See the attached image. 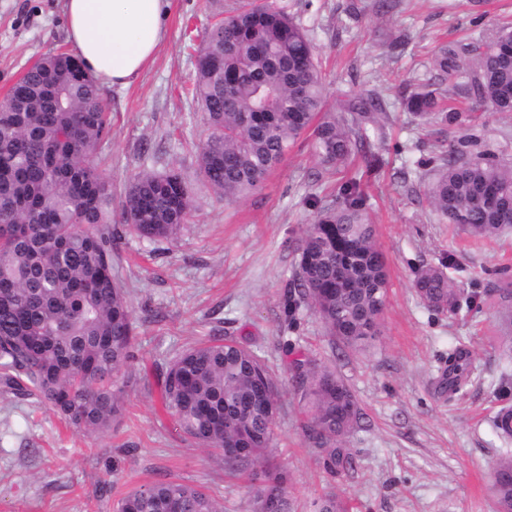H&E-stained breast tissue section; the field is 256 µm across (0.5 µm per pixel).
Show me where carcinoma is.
<instances>
[{"mask_svg": "<svg viewBox=\"0 0 512 512\" xmlns=\"http://www.w3.org/2000/svg\"><path fill=\"white\" fill-rule=\"evenodd\" d=\"M466 69L452 45L434 67L456 80L474 110L512 112V31L471 49ZM431 83L418 85L406 108L419 120L455 123L461 113L439 106ZM193 99L208 134L199 145L204 181L234 202L258 189L302 134L312 131L324 171L340 170L368 144L380 100L352 99L338 114L323 110L324 77L307 32L267 0L233 7L206 32L197 51ZM110 125L97 84L78 60L50 53L30 65L0 103V390L27 391L70 427L108 431L121 412L114 378L130 358L135 319L126 291L112 280L114 246L130 232L169 241L195 208L180 175L140 173L112 218V180L101 167ZM432 178L424 195L435 213L478 238L512 228V170L478 142L460 138L421 162ZM288 317L310 310L330 336L362 350L380 334L387 265L357 184L339 187L336 204L320 208L296 248ZM425 306L456 314L461 289L447 264L415 271ZM472 352L448 354L439 382L452 396L468 383ZM305 402V436L332 476L350 477L346 447L361 413L344 380L308 357L292 367ZM165 409L194 444L211 452L229 476L262 468L291 512L283 477L266 466L279 392L269 367L234 340L210 339L168 362L161 383ZM492 490L498 512H512V454L497 462ZM221 512L199 487L160 480L130 491L119 512ZM338 492L318 512H350Z\"/></svg>", "mask_w": 512, "mask_h": 512, "instance_id": "obj_1", "label": "carcinoma"}]
</instances>
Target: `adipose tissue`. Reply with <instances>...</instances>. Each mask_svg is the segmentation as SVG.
<instances>
[{
	"label": "adipose tissue",
	"mask_w": 512,
	"mask_h": 512,
	"mask_svg": "<svg viewBox=\"0 0 512 512\" xmlns=\"http://www.w3.org/2000/svg\"><path fill=\"white\" fill-rule=\"evenodd\" d=\"M169 6L170 0H65L64 26L82 68L124 88L153 61Z\"/></svg>",
	"instance_id": "1"
}]
</instances>
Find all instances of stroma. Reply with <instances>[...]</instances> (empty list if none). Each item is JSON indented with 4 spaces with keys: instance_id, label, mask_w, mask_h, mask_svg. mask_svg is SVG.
Masks as SVG:
<instances>
[{
    "instance_id": "stroma-1",
    "label": "stroma",
    "mask_w": 512,
    "mask_h": 512,
    "mask_svg": "<svg viewBox=\"0 0 512 512\" xmlns=\"http://www.w3.org/2000/svg\"><path fill=\"white\" fill-rule=\"evenodd\" d=\"M231 0H172L153 62L128 87L101 86L111 120L106 160L113 210L138 173L176 172L196 202L192 223L169 242L128 234L112 277L130 293L137 336L117 378L122 411L104 434L66 427L35 398L0 391V512H117L133 488L160 479L204 487L224 512H254V481L225 477L160 404L162 375L174 354L212 337L233 339L274 370L280 410L267 463L281 472L291 512H317L337 489L353 512H497L490 489L505 443L491 420L512 406V314L499 304L501 270L512 273V229L476 238L429 207L422 159L435 146L473 137L512 166V112H479L454 125L426 124L403 104L433 79V58L512 24V0H271L311 35L322 63L325 107L361 94L383 104L370 128V152L324 174L311 134L246 198L229 203L202 180L197 145L205 134L189 90L204 32ZM64 0H0V99L43 55L71 51ZM361 183L389 280L382 333L356 351L334 342L322 322L284 314L294 248L317 207L333 204L340 182ZM451 257L455 280L474 303L456 315L429 311L413 288L417 268ZM465 345L472 376L454 397L439 394L449 351ZM333 368L362 414L349 438L358 471L335 479L319 465L303 431L305 407L292 390L298 355Z\"/></svg>"
}]
</instances>
